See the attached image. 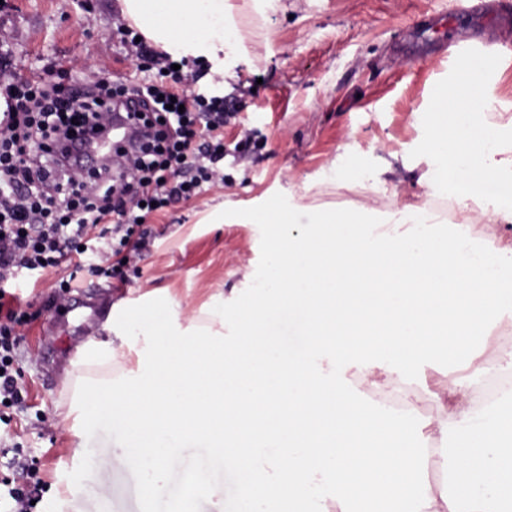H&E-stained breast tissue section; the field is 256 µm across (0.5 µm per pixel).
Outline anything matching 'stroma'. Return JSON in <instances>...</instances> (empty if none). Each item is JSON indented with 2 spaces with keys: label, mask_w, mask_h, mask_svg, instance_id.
<instances>
[{
  "label": "stroma",
  "mask_w": 512,
  "mask_h": 512,
  "mask_svg": "<svg viewBox=\"0 0 512 512\" xmlns=\"http://www.w3.org/2000/svg\"><path fill=\"white\" fill-rule=\"evenodd\" d=\"M260 19L271 38L253 35L224 85L193 83L205 97L232 96L238 115L224 129V184L200 198L159 211L151 250L109 283L83 270L66 302L52 298L54 276L29 289L35 320L20 327L18 361L26 391L22 407L0 424V483L20 482L9 449L38 469L36 512H142L141 474L127 465L106 427L88 430L75 445L62 408L73 394L67 371L78 347L106 338L112 307L125 304L162 322L175 314L206 317L216 294L234 304L262 269L273 240L261 224H226V210L249 211L282 200L318 210L382 207L391 193L431 203L416 178L427 171L426 114L437 87L458 72L484 66L493 91L491 124L512 116V35L499 14L512 0H284ZM437 14L452 22L439 41L413 39ZM120 21L113 0H0V61L30 77L90 60L132 75L117 60L111 35ZM472 49L448 54V42ZM253 130L243 142L244 130ZM441 359L424 365L407 399L413 423L443 409L433 394L447 379ZM80 492L59 503L68 486Z\"/></svg>",
  "instance_id": "1"
}]
</instances>
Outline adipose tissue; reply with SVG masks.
I'll return each mask as SVG.
<instances>
[{
  "label": "adipose tissue",
  "instance_id": "obj_1",
  "mask_svg": "<svg viewBox=\"0 0 512 512\" xmlns=\"http://www.w3.org/2000/svg\"><path fill=\"white\" fill-rule=\"evenodd\" d=\"M276 0H117L121 17L172 59L225 74L226 51ZM481 69L434 93L431 172L417 183L452 197L462 224L512 223V118L488 129ZM236 224H299L275 240L257 285L233 309L223 295L207 325L157 329L150 313L124 321L147 337L135 377L79 379L78 426L124 432L142 495L162 498L184 440L223 451L242 471L234 500L207 490L214 512H512V392L455 408L425 428L356 396L347 373L406 384L447 358L472 367L492 324L512 320V245L485 251L469 235L442 241L444 214L391 195L379 215L271 202L228 215ZM442 489L422 479L428 460Z\"/></svg>",
  "mask_w": 512,
  "mask_h": 512
}]
</instances>
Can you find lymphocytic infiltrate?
<instances>
[{
	"label": "lymphocytic infiltrate",
	"mask_w": 512,
	"mask_h": 512,
	"mask_svg": "<svg viewBox=\"0 0 512 512\" xmlns=\"http://www.w3.org/2000/svg\"><path fill=\"white\" fill-rule=\"evenodd\" d=\"M115 37L127 56L170 68L172 85H127L110 73L87 88L62 91L50 77L0 72V405L22 398L16 350L22 319L16 288L62 263L80 268L96 259L105 279L123 261L148 250L156 211L190 200L224 180V127L230 115L220 99L203 101L181 89L172 60L126 25ZM117 112L146 130L127 171L94 169L95 187L71 184V167L84 164L82 147L100 137L97 115Z\"/></svg>",
	"instance_id": "lymphocytic-infiltrate-1"
}]
</instances>
